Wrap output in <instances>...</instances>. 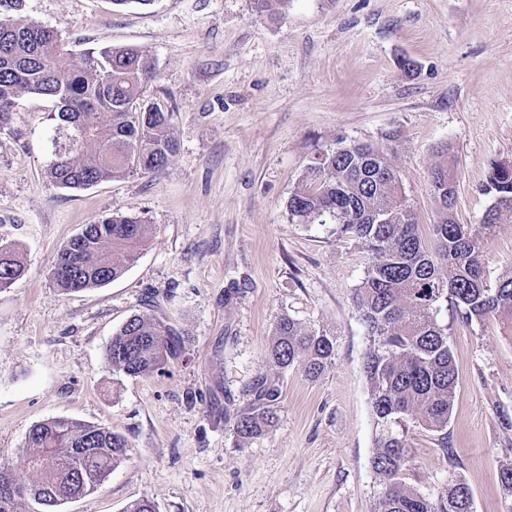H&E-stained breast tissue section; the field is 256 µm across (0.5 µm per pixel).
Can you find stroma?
<instances>
[{
  "mask_svg": "<svg viewBox=\"0 0 512 512\" xmlns=\"http://www.w3.org/2000/svg\"><path fill=\"white\" fill-rule=\"evenodd\" d=\"M73 60L103 45L146 50L147 95L173 110L178 150L154 175L63 189L47 171L65 144L54 102L24 94L0 131V240L26 272L0 289V463L17 466L30 429L54 417L123 434L128 459L59 512H374L378 430L363 365L371 342L353 302L369 263L330 224H295L287 201L318 154L367 142L397 170L421 234L438 221L429 181L447 161L455 219L480 224L482 185L512 163V0H23ZM448 145L447 157L437 148ZM154 226L139 260L70 295L50 279L83 225L113 212ZM489 281L512 272V220L482 243ZM134 315L185 340L165 369L130 377L105 349ZM290 316L336 339L316 379L265 350ZM457 369L444 434H408L404 485L437 498L462 478L474 512H512V338L493 318L441 311ZM278 419L239 444L259 377Z\"/></svg>",
  "mask_w": 512,
  "mask_h": 512,
  "instance_id": "obj_1",
  "label": "stroma"
}]
</instances>
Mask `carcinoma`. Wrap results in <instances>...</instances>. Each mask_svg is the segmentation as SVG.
I'll list each match as a JSON object with an SVG mask.
<instances>
[{"label": "carcinoma", "instance_id": "1", "mask_svg": "<svg viewBox=\"0 0 512 512\" xmlns=\"http://www.w3.org/2000/svg\"><path fill=\"white\" fill-rule=\"evenodd\" d=\"M23 0H0L11 12L0 25V130L9 127L16 99L32 94L56 101L68 144L48 171L61 188L77 189L130 173L154 174L177 151L173 112L161 99L144 98L156 74L144 51L103 46L72 63L61 34L26 22L17 12ZM439 221L429 237L419 232L385 154L367 143H348L321 153L305 183L288 198L291 220L336 225V234L367 247L370 262L354 302L371 336L364 364L380 435L372 467L382 490L375 512H472V494L458 478L435 499L407 489L402 472L408 459V423L432 433L444 431L456 397V369L448 346V325L437 315L455 309L469 325L497 319L512 336V274L495 285L486 280L482 238L512 219V163L492 164L482 191L494 201L479 225L454 217L457 184L446 163L429 176ZM153 227L138 215H112L86 224L57 254L51 279L62 292L76 293L109 283L140 255ZM24 274L14 247L0 243V288ZM182 334L162 320L130 317L112 336L106 357L132 377L162 370L179 359ZM335 338L304 327L288 315L278 318L266 351L276 368L305 354L304 372L319 377L331 363ZM257 404L239 415L240 443L260 436L273 423L278 389L261 378L250 389ZM127 438L109 427L55 417L34 425L19 463L36 473L17 481L13 467L0 464V512H56L58 506L94 492L128 457Z\"/></svg>", "mask_w": 512, "mask_h": 512}]
</instances>
